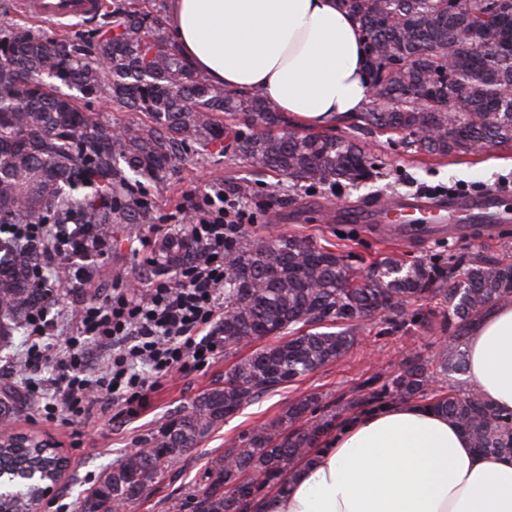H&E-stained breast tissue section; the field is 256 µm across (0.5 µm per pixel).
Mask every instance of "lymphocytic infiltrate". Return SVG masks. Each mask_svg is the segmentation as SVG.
Returning a JSON list of instances; mask_svg holds the SVG:
<instances>
[{
  "instance_id": "obj_1",
  "label": "lymphocytic infiltrate",
  "mask_w": 512,
  "mask_h": 512,
  "mask_svg": "<svg viewBox=\"0 0 512 512\" xmlns=\"http://www.w3.org/2000/svg\"><path fill=\"white\" fill-rule=\"evenodd\" d=\"M183 234L195 259L174 277L97 290L98 262L112 249L110 238L83 234L77 225L1 224L29 240L39 259L32 275L44 288L83 290L69 315L43 305L27 320L26 347L15 367L19 385L37 398L36 409L58 425L79 418L111 421L134 417L174 370L207 365L224 347V244L238 225L255 221L239 194L208 184L189 190L181 209ZM63 266L64 278L52 269Z\"/></svg>"
}]
</instances>
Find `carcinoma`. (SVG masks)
<instances>
[{"label": "carcinoma", "instance_id": "1", "mask_svg": "<svg viewBox=\"0 0 512 512\" xmlns=\"http://www.w3.org/2000/svg\"><path fill=\"white\" fill-rule=\"evenodd\" d=\"M364 39L371 97L360 130L404 134L416 153L445 156L512 144V0H338ZM102 98L121 112L147 117L122 135L80 105ZM244 119L236 131L226 117ZM232 141L224 143V137ZM279 173L295 185L358 186L378 170L364 144L350 136L306 133L261 97L226 92L197 74L170 39L161 15L119 4L112 23L95 35V51L81 57L49 33L0 22V225L80 224L105 235L114 224L149 220L144 183L178 173L190 152L224 153ZM165 275L193 258L184 238L159 243ZM37 253L20 237H0V346L25 330L46 290L30 279ZM224 354L267 336L288 340L255 349L224 381L208 389L138 451L112 466L84 497L82 512H117L149 490L224 417L270 389L292 383L346 354L354 327L368 311L386 310L387 330L407 325L440 328L450 343L438 371L466 370L471 326L493 304L512 299V256L492 259L476 250L406 264L389 255L366 275H351L343 252L298 233L260 237L241 224L224 248ZM442 298L441 313L411 304ZM365 382L352 406L393 396L418 397L442 412L486 455L512 452V414L474 390L436 393L434 371L417 356L375 386ZM307 399L271 423L238 436L229 453L212 458L201 488L178 512H254L257 494L289 483L291 465L305 459L332 427L336 414L308 426ZM0 445V471L40 466L57 482L53 452ZM41 486L0 493V512H32Z\"/></svg>", "mask_w": 512, "mask_h": 512}]
</instances>
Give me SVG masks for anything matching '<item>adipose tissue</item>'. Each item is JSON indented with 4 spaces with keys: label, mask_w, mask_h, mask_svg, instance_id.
Segmentation results:
<instances>
[{
    "label": "adipose tissue",
    "mask_w": 512,
    "mask_h": 512,
    "mask_svg": "<svg viewBox=\"0 0 512 512\" xmlns=\"http://www.w3.org/2000/svg\"><path fill=\"white\" fill-rule=\"evenodd\" d=\"M176 44L210 83L246 89L309 127L364 111L359 23L337 0H171ZM465 379L512 413V303L470 330ZM258 512H512V454L488 457L413 401L358 413L294 469Z\"/></svg>",
    "instance_id": "adipose-tissue-1"
}]
</instances>
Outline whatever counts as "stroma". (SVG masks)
<instances>
[{
  "instance_id": "1",
  "label": "stroma",
  "mask_w": 512,
  "mask_h": 512,
  "mask_svg": "<svg viewBox=\"0 0 512 512\" xmlns=\"http://www.w3.org/2000/svg\"><path fill=\"white\" fill-rule=\"evenodd\" d=\"M23 0H0V20L30 22L33 29H44L71 43H85L89 34L106 22L99 14L83 22L65 23L28 21L22 11ZM371 153L380 161L373 179L357 187L334 189L330 186L308 189L295 186L271 171L254 169L241 161L221 155H192L184 168L170 179L145 186L151 207V220L145 224L115 225L112 250L99 263L98 285L109 288L128 278L146 279L159 263L157 244L163 235H178L171 219L178 214L184 193L196 186L220 183L225 188L248 186V205L257 221L256 235L282 232L310 236L320 245L345 244L354 274H365L368 266L383 254L393 251L413 262L447 257L470 251L472 242L445 236L418 238L406 244L378 240L349 223L338 222L339 214L378 199L398 195L429 193L442 198L447 194L479 195L487 190L498 194L500 210L512 215V148L500 147L479 155L437 156L408 153L382 133L367 135ZM167 225V233L153 232V225ZM348 242H341V235ZM149 237L146 247L138 240ZM382 319L364 321L355 330V343L342 357L327 363L301 381L277 386L239 413L225 419L202 441L188 451L140 498L127 504L123 512H177V504L191 491L202 486L209 459L224 453L243 433L259 428L283 414L293 402L316 397L319 406L339 410L337 424L352 416L345 401L356 387L377 371L395 374L404 357L415 353L422 358L435 357L447 336L437 330L411 326L396 333H384ZM235 361L234 356L217 355L201 368L176 373L163 380L152 392V402L138 417L114 416L111 423L101 422L58 426L31 419L32 397H15L11 429L35 435L57 445L66 466L50 502L43 512H80L81 502L97 487L104 473L126 454L141 447L195 397L223 380Z\"/></svg>"
}]
</instances>
